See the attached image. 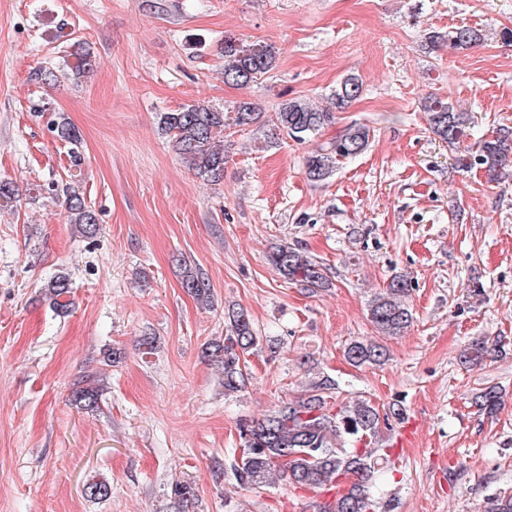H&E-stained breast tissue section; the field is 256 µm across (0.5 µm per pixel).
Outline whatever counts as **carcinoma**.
I'll return each mask as SVG.
<instances>
[{
	"label": "carcinoma",
	"mask_w": 512,
	"mask_h": 512,
	"mask_svg": "<svg viewBox=\"0 0 512 512\" xmlns=\"http://www.w3.org/2000/svg\"><path fill=\"white\" fill-rule=\"evenodd\" d=\"M481 31L456 27L448 32L431 31L427 40L433 47L449 43L468 49L481 41ZM224 59V81L248 85L267 78L277 67L276 48L266 43L246 44L233 34L224 36L220 47ZM88 51L74 54L72 71L76 75L92 69ZM363 90L354 75L344 78L333 91L331 100L336 111L342 112L358 99ZM334 111V112H336ZM432 132L450 148H457L469 136L473 117L458 110L448 100L431 99L424 104ZM334 112L318 109L298 99L283 101L273 116L267 118L253 103L241 102L225 112L204 104L185 105L173 112H162L161 130L170 138L172 149L198 177L217 182L224 177V149L220 142L224 131L245 129L256 124L284 131L303 142L335 121ZM56 136L77 145L79 133L62 119L54 123ZM371 129L361 123H351L336 133L305 159L308 180L320 182L328 178L344 159L357 156L369 145ZM460 167L476 165L484 169L488 181L495 182L512 176V128L502 127L490 140L478 143L475 151L458 158ZM66 223L84 236L98 230L96 213L87 205L76 187H62ZM269 260L288 281L311 291L331 285L322 266L305 253L288 245L272 249ZM182 288L198 299L210 297V284L203 274L191 267L182 271ZM412 282L405 274H396L386 288L371 300L368 316L377 332L383 336H399L413 322L408 304ZM72 282L65 273H57L45 284V296L53 308L64 314L70 306ZM229 326L224 338L209 343L204 354L224 375V392L241 391L248 380L246 356L260 344L247 311L239 309L228 314ZM491 353L484 342H476L463 351V362L482 363ZM387 350L376 340L355 339L344 348L345 359L355 367L379 365ZM336 383L323 378L311 385L303 396L290 400L258 420L244 419L239 423L240 448L229 464L236 482L251 490H260L276 477L287 478L294 489L317 490L333 482L346 483L345 491L319 512H385L373 493L376 474L395 467L391 451L384 446L381 424L389 419L401 422L404 409L399 404L388 406L382 413L369 399L339 403L333 397ZM99 401V389L86 379L75 384L72 402L79 409H93ZM479 407L492 413L499 406L498 392L488 387L478 396ZM112 494L111 483L93 479L84 486L90 500H105ZM169 497L173 512H194L198 500L195 482L178 479L171 484ZM486 512H512V494H499L489 499Z\"/></svg>",
	"instance_id": "cac0c4a2"
}]
</instances>
